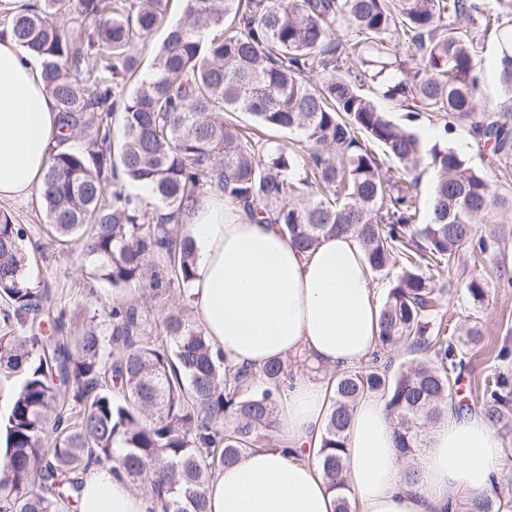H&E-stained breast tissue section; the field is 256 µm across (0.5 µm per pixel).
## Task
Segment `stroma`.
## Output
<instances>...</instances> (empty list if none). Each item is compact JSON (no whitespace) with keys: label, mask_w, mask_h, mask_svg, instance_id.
I'll return each instance as SVG.
<instances>
[{"label":"stroma","mask_w":512,"mask_h":512,"mask_svg":"<svg viewBox=\"0 0 512 512\" xmlns=\"http://www.w3.org/2000/svg\"><path fill=\"white\" fill-rule=\"evenodd\" d=\"M443 119L434 112L422 113L413 124L425 146H432L440 136H447L453 147L469 166L485 176L499 193L512 194V170L491 161L487 149L479 147L468 123L456 124L451 133H444ZM27 231L25 241L31 257L29 273L33 281L48 283L53 309H61L67 318L82 321L94 318L100 330L112 328L113 307L134 304L148 323L161 321L168 310L189 306L188 289L171 285L162 296H153L148 285L133 282L121 288L94 276L84 267L77 252L51 240L47 235V219L38 197L26 202L0 204ZM480 236L487 238L485 253H473L462 248L453 269H429L428 274L441 290L439 315L459 328L454 343L463 360L461 380L466 383L465 397L473 409H480L483 381L494 374L512 378V284L500 278L499 265L512 269V224H497L486 219L478 226ZM480 283L485 294L482 301H473L468 288L471 282ZM475 327L481 332L479 343L466 342L461 331ZM507 357H500V350Z\"/></svg>","instance_id":"obj_1"}]
</instances>
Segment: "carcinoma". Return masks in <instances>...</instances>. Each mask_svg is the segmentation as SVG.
<instances>
[{
	"label": "carcinoma",
	"instance_id": "carcinoma-1",
	"mask_svg": "<svg viewBox=\"0 0 512 512\" xmlns=\"http://www.w3.org/2000/svg\"><path fill=\"white\" fill-rule=\"evenodd\" d=\"M169 0H35L11 12L8 33L42 58L44 90L65 134L92 132L77 151L51 150L41 201L53 238L79 246L94 275L114 288L133 281L163 294L149 269L161 256L190 286L195 247L175 227L208 186L248 218L274 224L301 249L336 232L360 241L373 274L392 282L371 360L328 377L331 402L319 454L338 512H351L343 476L356 402L386 399L402 459L448 407L463 361L452 340L428 335L438 292L423 268H452L460 249L486 243L475 224L512 223V196L497 193L448 141L424 150L411 123L422 112L467 121L491 158L512 161V34L497 58L504 100L480 98L477 61L489 33L512 18V0H185L150 71L139 50L163 24ZM63 16L73 35L55 18ZM407 104L401 125L363 90ZM297 137L301 152L233 121ZM378 150H373V147ZM401 173L395 179L385 165ZM434 183L420 222L418 170ZM162 204L152 216L126 187ZM25 230L0 211V376L15 380L0 419V512H64L80 475L114 463L131 484L147 481L150 512H206L215 472L274 442L288 364L257 372L213 350L178 311L149 328L137 308H112L115 358L97 324L67 330L51 292L28 274ZM408 346L428 358L392 370ZM483 414L512 412V381L486 383Z\"/></svg>",
	"mask_w": 512,
	"mask_h": 512
}]
</instances>
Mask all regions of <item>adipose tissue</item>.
Masks as SVG:
<instances>
[{
    "instance_id": "ef3b65f1",
    "label": "adipose tissue",
    "mask_w": 512,
    "mask_h": 512,
    "mask_svg": "<svg viewBox=\"0 0 512 512\" xmlns=\"http://www.w3.org/2000/svg\"><path fill=\"white\" fill-rule=\"evenodd\" d=\"M59 114L46 95L41 61L12 36L0 39V201L37 192L57 145ZM195 240L191 306L215 349L256 369L271 359L307 355L329 369L365 359L379 336V309L359 242L346 233L299 251L271 225L250 222L223 194L192 210ZM330 390L307 377L290 383L280 403L289 454L253 450L218 471L208 512H336L338 497L323 479L320 446ZM345 482L356 512H449L462 499L489 495L501 442L481 413L447 416L433 428L408 484L383 398L354 407L346 432ZM114 465L83 477L77 512H149Z\"/></svg>"
}]
</instances>
